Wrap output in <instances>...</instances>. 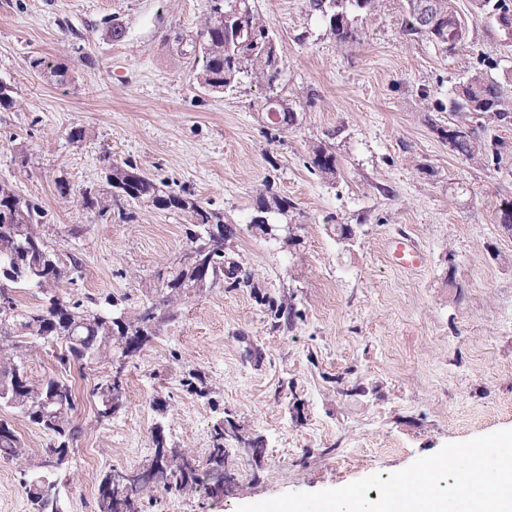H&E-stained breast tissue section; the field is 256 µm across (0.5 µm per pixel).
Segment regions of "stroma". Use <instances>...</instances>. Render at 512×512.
Here are the masks:
<instances>
[{"mask_svg": "<svg viewBox=\"0 0 512 512\" xmlns=\"http://www.w3.org/2000/svg\"><path fill=\"white\" fill-rule=\"evenodd\" d=\"M454 3L468 41L448 53L403 32L407 0L356 16L353 45L305 0H256L279 37L285 95L307 94L297 124L279 131L256 106L258 85L203 87L188 42L206 0H0V82L16 100L0 112V182L42 206L59 258L82 257L70 297L135 313L144 284L187 247L182 216L140 207L133 221H103L81 207L77 190L104 186L110 160L223 213L234 230L225 258L255 282L184 300L125 360L109 420L98 421L91 390L110 365L72 375L82 432L60 512H96L102 472L148 464L158 428L202 457L224 417L265 452L258 464L240 459L223 496L204 485L159 492L146 512H236L385 477L446 443L512 428V231L496 220L512 172L454 153L439 133L448 115L434 107L477 70L512 100V29L484 0ZM34 57L65 63L68 82L35 75ZM323 140L340 160L333 179L310 166ZM21 153L33 167L19 168ZM267 192L293 203L296 245L251 225ZM338 224L357 225L351 244ZM401 231L425 252L417 271L388 255ZM287 302L291 323L275 325L270 305ZM0 512H30L19 468L2 462Z\"/></svg>", "mask_w": 512, "mask_h": 512, "instance_id": "obj_1", "label": "stroma"}]
</instances>
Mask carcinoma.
Listing matches in <instances>:
<instances>
[{"label":"carcinoma","instance_id":"obj_1","mask_svg":"<svg viewBox=\"0 0 512 512\" xmlns=\"http://www.w3.org/2000/svg\"><path fill=\"white\" fill-rule=\"evenodd\" d=\"M376 2L306 0V5L325 21L337 42L348 43L358 38L350 15L370 13ZM425 2L442 19L439 27L430 30L422 25L420 10ZM402 27L450 53L467 38L465 24L452 0H407ZM197 37L198 45L191 46V53L204 86L226 92L246 81L259 84L269 93L260 105L268 123L281 130L296 124L298 113L280 92L283 69L278 41L270 22L259 14L255 0H207V13ZM29 65L32 71L60 84L68 82V68L62 63L50 67L44 59L34 57ZM436 108L448 113V128L441 129V134L454 152L467 159L493 158L498 166L512 161V149L502 137L480 135L485 117L499 127L512 126V102L504 97L498 81L476 72L452 90L448 102H436ZM311 153V168L326 179L336 178L339 160L331 145L321 142ZM105 180V191L93 185L79 191L84 209L102 220L114 215L131 220V205L180 214L187 223L185 235L190 242L183 256L191 255L193 259L186 263L180 260L166 273L158 274L159 286L151 289L146 303L132 317L100 310L99 302L92 298L84 303L73 301L67 297L64 284L72 273L80 271L82 258L72 254L67 261H61L41 234V206L19 195L10 185L0 183V303L9 305L8 311L0 310V410L23 415L49 436L42 449V462L32 466L15 425L9 418L0 417V461L22 468L29 480L45 471L59 449L73 448L81 434L82 428L76 422L80 401L69 376L72 369L82 367L87 353L110 361L117 354L130 358L153 341L161 323L178 317V301L190 293L224 285L255 287L252 274L241 266H224V242L233 236V228L224 223V216L198 201L194 194L168 190L164 182L129 162H107ZM293 208L292 202L275 194L261 195L252 223L271 234L281 228V220ZM23 288L35 289L45 303L30 311L19 308L15 294ZM46 336L53 337L56 370L31 382L26 363L33 351L46 345ZM122 385L119 374L97 380L91 394L100 401L98 417H104L109 404L114 411L120 408ZM49 397L57 398L58 405L52 422L47 424L39 419L37 403ZM230 441L243 445L254 457L262 455L258 442L243 438L232 421L217 420L212 427L206 466L219 482L233 480L226 448ZM153 442L158 463L142 469L144 479H131L116 487L112 485L115 469L110 467L103 472L96 512H143L146 492L157 487L186 491L199 484L200 463L192 455L177 448L170 464H161L160 450L166 445L163 430L154 432ZM59 485L56 473L45 491L27 489L33 512H60Z\"/></svg>","mask_w":512,"mask_h":512}]
</instances>
